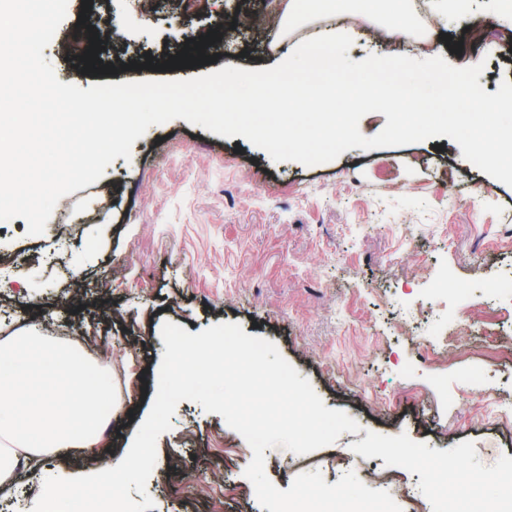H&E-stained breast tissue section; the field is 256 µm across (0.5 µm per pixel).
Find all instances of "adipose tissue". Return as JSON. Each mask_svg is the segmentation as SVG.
<instances>
[{
	"instance_id": "ef3b65f1",
	"label": "adipose tissue",
	"mask_w": 512,
	"mask_h": 512,
	"mask_svg": "<svg viewBox=\"0 0 512 512\" xmlns=\"http://www.w3.org/2000/svg\"><path fill=\"white\" fill-rule=\"evenodd\" d=\"M73 348H65L37 324L0 342V486L12 484L20 466L59 448H92L106 431L103 406L109 396ZM138 442L106 471L34 473L37 489L25 512H77L78 501L63 486L118 488L133 462L148 458Z\"/></svg>"
}]
</instances>
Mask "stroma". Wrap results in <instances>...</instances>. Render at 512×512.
I'll return each instance as SVG.
<instances>
[{"mask_svg":"<svg viewBox=\"0 0 512 512\" xmlns=\"http://www.w3.org/2000/svg\"><path fill=\"white\" fill-rule=\"evenodd\" d=\"M498 0H466L439 16L414 0L406 36L383 43L387 13L354 23L345 12L309 11L269 36L230 30L208 46L215 62L164 70L185 42L273 0H161L145 18L131 0H93L90 25L110 22L99 58L115 74L77 67L73 37L81 0L48 47L60 82L81 88L187 79L233 63L269 69L303 40L349 30L347 56L437 52L456 66L484 63L479 82L495 93L512 81V50L498 41L453 53L443 38L488 25ZM152 57L151 70L134 69ZM512 186L462 157L449 137L400 147L352 148L304 166L273 162L244 137L230 138L178 118L151 126L95 183L62 197L39 236L27 223L0 221V337L38 321L90 363L110 355L107 444L60 448L44 457L53 472L100 468L133 439L157 393L164 323L188 333L236 323L274 342L330 409L360 430L297 455L265 449V473L288 490L302 472L335 484L354 471L365 485L389 471L425 512H512L494 485L512 461V310L489 285L512 279ZM81 284L80 308L59 310ZM467 302L471 333L455 337L448 315ZM432 348L402 335L401 324ZM157 439L145 494L150 512H263L244 470L252 450L217 413L181 401Z\"/></svg>","mask_w":512,"mask_h":512,"instance_id":"35a3bbf8","label":"stroma"}]
</instances>
